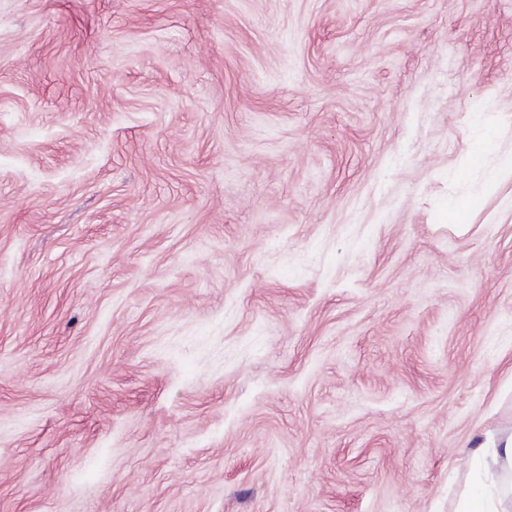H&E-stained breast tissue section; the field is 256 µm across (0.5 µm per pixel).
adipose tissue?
<instances>
[{
    "mask_svg": "<svg viewBox=\"0 0 512 512\" xmlns=\"http://www.w3.org/2000/svg\"><path fill=\"white\" fill-rule=\"evenodd\" d=\"M501 456L512 460V436L503 439L487 435L471 459L474 482L461 498L457 512H508L496 490L497 481L487 465L488 459Z\"/></svg>",
    "mask_w": 512,
    "mask_h": 512,
    "instance_id": "adipose-tissue-1",
    "label": "adipose tissue"
}]
</instances>
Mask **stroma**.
Returning a JSON list of instances; mask_svg holds the SVG:
<instances>
[{
    "mask_svg": "<svg viewBox=\"0 0 512 512\" xmlns=\"http://www.w3.org/2000/svg\"><path fill=\"white\" fill-rule=\"evenodd\" d=\"M484 124L512 0H0V512H455L512 435Z\"/></svg>",
    "mask_w": 512,
    "mask_h": 512,
    "instance_id": "1",
    "label": "stroma"
}]
</instances>
